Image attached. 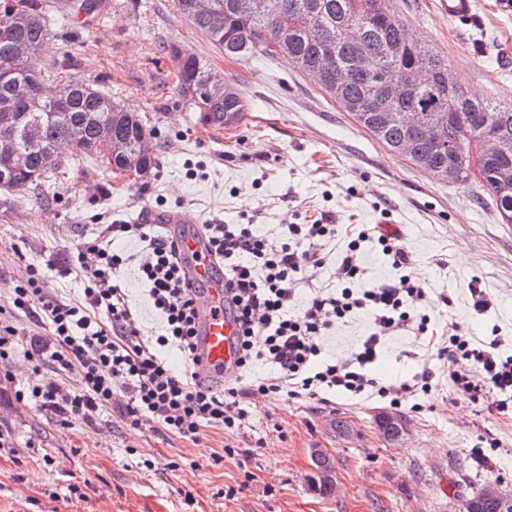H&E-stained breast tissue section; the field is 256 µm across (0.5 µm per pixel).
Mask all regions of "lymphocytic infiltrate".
Returning a JSON list of instances; mask_svg holds the SVG:
<instances>
[{
    "instance_id": "obj_1",
    "label": "lymphocytic infiltrate",
    "mask_w": 512,
    "mask_h": 512,
    "mask_svg": "<svg viewBox=\"0 0 512 512\" xmlns=\"http://www.w3.org/2000/svg\"><path fill=\"white\" fill-rule=\"evenodd\" d=\"M209 251L232 295L228 307L239 325L237 379L221 386L195 381L197 300L200 289L187 281L174 242L158 224H103L83 239L72 259L83 284V297L64 299L49 293L45 277L30 269L12 290V308L46 322L51 336L37 353L27 355L24 377L5 371L7 381H20L17 400L30 399L54 412L61 427L93 424L99 415L118 408L132 428L197 439L203 428L240 429L253 398H315L323 393L359 395L377 388L398 405L417 391L428 390L431 372L415 382L376 387L367 365L387 337L398 332L427 335L430 317L416 312L425 291L403 275L410 257L397 237L358 231L336 264L337 285L299 300L300 284L326 268L325 246L335 238L334 224H291L277 238L258 234L251 224H208ZM134 240L137 277L146 285L161 332L148 337L140 312L132 304L120 274L128 256L114 252V242ZM377 241L398 279H366L360 254L364 243ZM355 313L368 316L372 331L349 359L321 360L322 341L338 322ZM499 340L475 344L449 322L440 354L449 361L448 378L460 398L472 402L497 395L500 411L512 408V355L499 351ZM179 351L184 370L174 373L160 351ZM275 369L272 377H253L255 366Z\"/></svg>"
}]
</instances>
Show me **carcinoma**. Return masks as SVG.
<instances>
[{"label": "carcinoma", "instance_id": "1", "mask_svg": "<svg viewBox=\"0 0 512 512\" xmlns=\"http://www.w3.org/2000/svg\"><path fill=\"white\" fill-rule=\"evenodd\" d=\"M23 8L8 22L0 23V57L10 54L17 40H25L32 51L45 40L48 20L41 0H21ZM191 0H175L178 13L203 32L218 47L224 58L239 62L257 54L271 57L266 44L276 42L283 55L294 62L298 69L309 74L318 69L325 45L331 44L337 56L336 72L320 85L324 96L340 105L361 128L390 151L398 152L402 143L410 145L407 160L420 166L419 158L430 157L433 167L428 174L436 179L472 183L487 192L495 202L500 217L512 224V209L505 203L512 201V186L500 183L499 169L512 166L508 158H487L483 161L479 178L470 177L465 169L458 168L452 154L438 150L419 133L411 129L420 119L441 121L445 135L452 140L477 137L484 129L493 128L512 140V104L479 101L472 98L461 86L448 88V59L410 33L407 23L393 21L397 16L394 0H277L278 10L261 21H254L242 8V0H216L218 9L211 16L194 14ZM381 4L386 16L364 27L362 38L349 43L340 38L341 29L360 15ZM168 53L178 71L179 86L183 95L199 112L205 124L215 129L236 126L242 119L245 103L239 85L228 84L224 101L210 103L188 92V88L223 73L203 62L195 54L177 45L169 46ZM362 56H373L378 67L370 75L357 65ZM426 63L424 91L436 93L437 104L416 109L408 99L389 108L413 116L414 122H383L380 110L372 105L380 94L382 82L397 74L412 62ZM44 69L38 66L36 56L24 60L9 76L0 74V102H10L12 112L19 117L27 112V101L18 90L26 89L35 96L44 84ZM66 105L46 116L31 134L26 132L28 122L19 128L14 147L30 157V168L25 173L6 175L0 180V189L25 191L44 181V176L57 170L63 161L79 154L101 157L108 168L118 169L135 163L149 169L156 166L155 152L146 156L138 154L141 139L151 137L142 120L125 111L119 104L93 85L77 79H67L61 88ZM82 125L86 129L87 143L76 145L70 140V129ZM118 133L132 146L126 157L112 159L105 154L103 141L109 133Z\"/></svg>", "mask_w": 512, "mask_h": 512}]
</instances>
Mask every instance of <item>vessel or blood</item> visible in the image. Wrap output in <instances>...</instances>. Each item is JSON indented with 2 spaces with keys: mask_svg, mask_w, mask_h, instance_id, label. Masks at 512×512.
Segmentation results:
<instances>
[{
  "mask_svg": "<svg viewBox=\"0 0 512 512\" xmlns=\"http://www.w3.org/2000/svg\"><path fill=\"white\" fill-rule=\"evenodd\" d=\"M136 221L140 224L186 225V232L177 234L174 242L186 261L188 278L204 289L197 305V380L211 383L234 378L237 373L238 326L233 316L224 310V277L209 253L204 231L195 227L193 215L178 209L161 210L146 206L139 210Z\"/></svg>",
  "mask_w": 512,
  "mask_h": 512,
  "instance_id": "obj_1",
  "label": "vessel or blood"
}]
</instances>
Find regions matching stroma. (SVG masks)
I'll return each instance as SVG.
<instances>
[{
    "label": "stroma",
    "instance_id": "1",
    "mask_svg": "<svg viewBox=\"0 0 512 512\" xmlns=\"http://www.w3.org/2000/svg\"><path fill=\"white\" fill-rule=\"evenodd\" d=\"M50 34L44 66L101 87L154 134L150 179L119 180L81 156L35 188L0 192V309L29 268L50 292L82 298L67 269L97 225L129 221L144 205L181 209L197 222L253 224L279 233L322 220L372 228L390 214L410 256L406 270L432 300L437 332L454 320L476 341L500 339L512 355V224L480 188L439 181L390 152L288 58L225 60L175 9L174 0H97L89 14L42 0ZM473 17L449 21L440 0H395L399 16L474 97L512 103V8L474 0ZM176 44L239 83L244 116L229 130L205 125L181 94L168 54ZM492 300L473 310L470 290ZM432 371V389L401 405L380 397L257 399L240 431L204 428L197 440L136 430L118 411L61 428L0 386V512H459L488 485L512 493V414L494 395L460 401L437 343L391 338L371 375L383 384ZM399 415L388 440L376 419ZM234 454H225V446ZM335 463V489L319 494L312 451ZM57 459L49 466L44 453ZM149 459L151 470L138 468ZM82 500H72L70 486Z\"/></svg>",
    "mask_w": 512,
    "mask_h": 512
}]
</instances>
